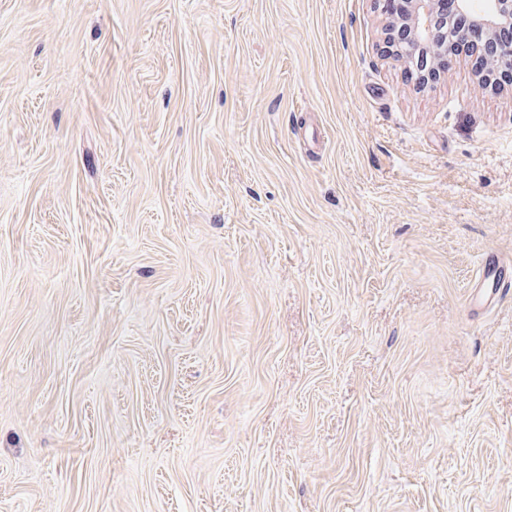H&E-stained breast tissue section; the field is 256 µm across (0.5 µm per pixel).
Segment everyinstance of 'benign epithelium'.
<instances>
[{
  "label": "benign epithelium",
  "instance_id": "7a95c632",
  "mask_svg": "<svg viewBox=\"0 0 512 512\" xmlns=\"http://www.w3.org/2000/svg\"><path fill=\"white\" fill-rule=\"evenodd\" d=\"M384 12L383 44L385 53L403 58L405 66L421 74L418 88L428 87V75L422 73L425 59L431 66L448 57V51L460 48V34L448 16L439 12V0H407L408 9L400 19L387 15L392 0H377ZM461 10L472 15L475 23L493 37L499 29L512 26V0H486L482 9L473 0H458ZM512 76V44H503L497 55L488 59L487 68L477 74V84L483 89L498 86L497 75Z\"/></svg>",
  "mask_w": 512,
  "mask_h": 512
}]
</instances>
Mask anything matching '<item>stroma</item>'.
<instances>
[{"label": "stroma", "instance_id": "1", "mask_svg": "<svg viewBox=\"0 0 512 512\" xmlns=\"http://www.w3.org/2000/svg\"><path fill=\"white\" fill-rule=\"evenodd\" d=\"M381 26L0 0V512H512V86Z\"/></svg>", "mask_w": 512, "mask_h": 512}]
</instances>
